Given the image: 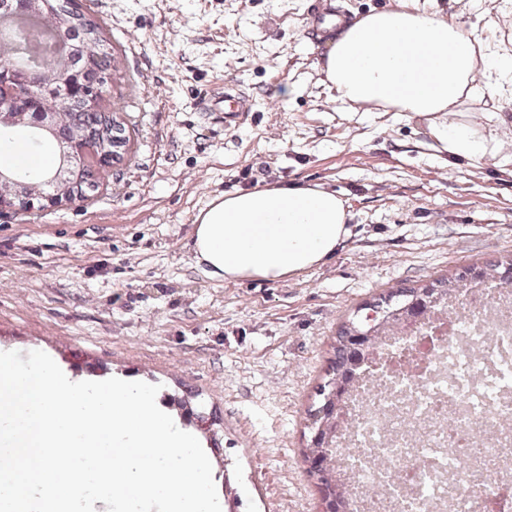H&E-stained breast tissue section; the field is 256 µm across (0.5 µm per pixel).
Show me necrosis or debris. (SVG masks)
<instances>
[{
	"instance_id": "4bbe7bcc",
	"label": "necrosis or debris",
	"mask_w": 512,
	"mask_h": 512,
	"mask_svg": "<svg viewBox=\"0 0 512 512\" xmlns=\"http://www.w3.org/2000/svg\"><path fill=\"white\" fill-rule=\"evenodd\" d=\"M345 512H512V289L387 331L342 401Z\"/></svg>"
}]
</instances>
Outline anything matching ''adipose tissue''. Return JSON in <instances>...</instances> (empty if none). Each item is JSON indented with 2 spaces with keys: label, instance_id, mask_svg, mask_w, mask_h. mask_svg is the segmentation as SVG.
<instances>
[{
  "label": "adipose tissue",
  "instance_id": "1",
  "mask_svg": "<svg viewBox=\"0 0 512 512\" xmlns=\"http://www.w3.org/2000/svg\"><path fill=\"white\" fill-rule=\"evenodd\" d=\"M474 32L426 7L374 10L331 42L323 71L341 99L432 117L463 95L497 96L512 57L491 61L497 80L479 81ZM438 135L449 154L480 161L490 137L451 122ZM345 204L321 186L227 193L197 217L196 249L213 277L281 280L313 268L349 236Z\"/></svg>",
  "mask_w": 512,
  "mask_h": 512
}]
</instances>
